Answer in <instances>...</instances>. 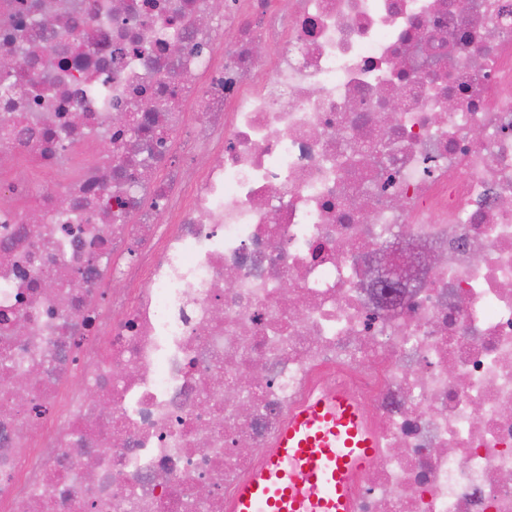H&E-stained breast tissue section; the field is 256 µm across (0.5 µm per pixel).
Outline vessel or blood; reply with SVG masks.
<instances>
[{"mask_svg": "<svg viewBox=\"0 0 512 512\" xmlns=\"http://www.w3.org/2000/svg\"><path fill=\"white\" fill-rule=\"evenodd\" d=\"M377 446L360 403L340 391L315 394L290 415L273 451L237 488L234 512H305L299 472L319 488V512H350L353 479Z\"/></svg>", "mask_w": 512, "mask_h": 512, "instance_id": "b4317fda", "label": "vessel or blood"}]
</instances>
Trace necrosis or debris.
Segmentation results:
<instances>
[{"label": "necrosis or debris", "mask_w": 512, "mask_h": 512, "mask_svg": "<svg viewBox=\"0 0 512 512\" xmlns=\"http://www.w3.org/2000/svg\"><path fill=\"white\" fill-rule=\"evenodd\" d=\"M0 49V512H233L322 389L350 512H512V0H0ZM410 264L411 261L402 256H394L391 263L381 271V275L398 288H406L410 283Z\"/></svg>", "instance_id": "necrosis-or-debris-1"}]
</instances>
